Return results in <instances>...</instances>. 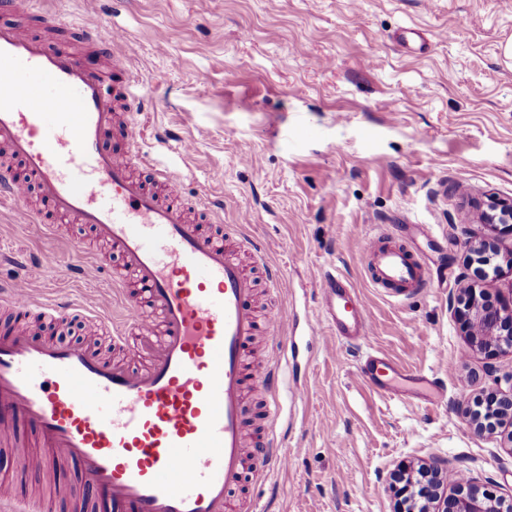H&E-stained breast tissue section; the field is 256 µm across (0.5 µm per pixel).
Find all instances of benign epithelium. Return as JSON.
I'll use <instances>...</instances> for the list:
<instances>
[{
    "instance_id": "7a95c632",
    "label": "benign epithelium",
    "mask_w": 512,
    "mask_h": 512,
    "mask_svg": "<svg viewBox=\"0 0 512 512\" xmlns=\"http://www.w3.org/2000/svg\"><path fill=\"white\" fill-rule=\"evenodd\" d=\"M484 219L512 235V201L491 205ZM471 249L483 267L497 271L501 268L500 260L512 266V256L502 255L492 240H483ZM458 314L470 327L473 346L490 352L512 353V301L488 303L471 288L459 298ZM467 414L474 430L493 434L503 418H512V392L495 395L486 403L477 402L468 407ZM444 467L443 461L430 462L423 467L418 482L406 468L391 476L398 487L403 512H512V498L483 489L479 479L468 471L458 472L452 490H444Z\"/></svg>"
}]
</instances>
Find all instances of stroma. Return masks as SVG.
I'll use <instances>...</instances> for the list:
<instances>
[{
	"label": "stroma",
	"instance_id": "stroma-1",
	"mask_svg": "<svg viewBox=\"0 0 512 512\" xmlns=\"http://www.w3.org/2000/svg\"><path fill=\"white\" fill-rule=\"evenodd\" d=\"M51 10L104 32L126 30L142 150L183 172L188 199L223 200L225 224L261 239L264 256L241 250L263 290L262 312L316 317L320 276L355 287L371 329L361 341L301 346L279 360L283 411L276 423L284 469L246 476L233 490L246 512H398L388 476L447 461L446 482L470 471L512 496V451L500 434L476 433L463 401L512 389V355L471 347L454 306L466 288L496 302L512 295V269L482 279L475 240L512 236L480 216L512 200V0H51ZM421 33L423 55L394 40ZM191 140V154L181 152ZM387 230L426 262L431 284L408 298L373 287L361 240ZM0 248L23 251L37 294L91 306L95 284L56 276L57 259L101 252L86 226L46 236L0 205ZM285 275L269 287L264 265ZM382 352L443 385L440 404L379 395L359 377Z\"/></svg>",
	"mask_w": 512,
	"mask_h": 512
}]
</instances>
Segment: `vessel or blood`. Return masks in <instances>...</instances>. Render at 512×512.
Masks as SVG:
<instances>
[{"mask_svg":"<svg viewBox=\"0 0 512 512\" xmlns=\"http://www.w3.org/2000/svg\"><path fill=\"white\" fill-rule=\"evenodd\" d=\"M0 147L19 160L22 173L0 167V202L18 206L21 222L49 234L57 223L89 225L108 243L125 271L114 275L99 308L120 303V323L100 321L125 352L108 362L86 345H68L27 332L31 317L60 322L81 314L82 304L35 297L26 279L0 290V416L31 426L47 450L18 461L20 480L0 497V512H53L34 502L24 484L62 460L73 462L91 492V507L112 512H236L229 490L246 463L286 464L274 436L248 440L245 384L254 336L280 342L293 317L273 314L258 324L253 278L219 242L221 203L187 204L162 198L180 171L147 163L142 134L132 120L135 101L126 77L136 52L122 28L104 37L97 23L75 31L94 63L51 48L29 29L62 20L43 0H0ZM371 282L405 298L428 287L425 266L392 234L362 243ZM320 326L337 342L370 331L365 304L340 274L319 282ZM359 374L376 392L408 395L420 377L382 353L366 354ZM278 370L267 366L262 383L265 415L282 411Z\"/></svg>","mask_w":512,"mask_h":512,"instance_id":"vessel-or-blood-1","label":"vessel or blood"}]
</instances>
